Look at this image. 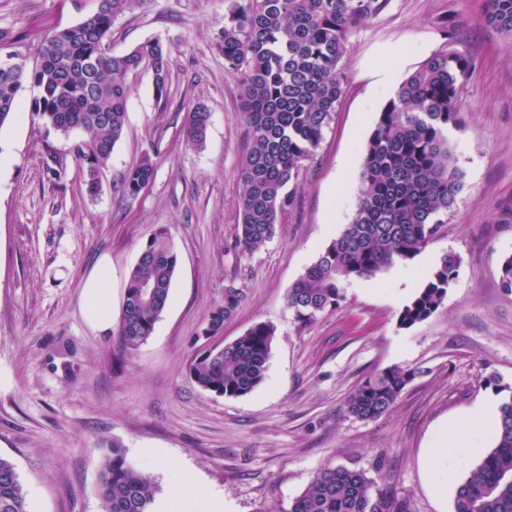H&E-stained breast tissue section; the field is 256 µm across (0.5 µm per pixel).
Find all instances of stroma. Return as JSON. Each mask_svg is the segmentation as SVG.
<instances>
[{
	"label": "stroma",
	"instance_id": "stroma-1",
	"mask_svg": "<svg viewBox=\"0 0 512 512\" xmlns=\"http://www.w3.org/2000/svg\"><path fill=\"white\" fill-rule=\"evenodd\" d=\"M484 5L390 0L352 31L344 93L299 177L296 204L251 253L236 242L247 150L239 88L213 47L228 0H148L116 20L113 53L149 38L168 48L173 93L160 101L150 72L131 76L124 133L96 198L83 189L71 139L35 118L37 89L20 90L0 126V457L15 467L27 512H102L100 473L115 445L154 476L161 499L173 472L197 480L230 512H287L320 469L344 465L369 471L406 512H452V496L429 489L428 450L447 422L502 402L487 377L512 388V292L500 286L501 263L512 256V38L484 21ZM94 6L0 0V30L12 34L11 52L30 61L45 33ZM447 44L473 62L461 95L464 124L448 132L464 182L447 224L409 261L407 277L350 279L336 308L301 322L289 288L355 216L365 145L389 98L375 70L398 54L413 71ZM198 106L210 120L196 149L181 127ZM147 153L154 178L127 196L123 177ZM159 228L178 266L152 335L131 351L118 334L86 325L80 282L110 254L112 310L121 316L128 275ZM450 251L462 262L443 304L400 327L405 303ZM229 285L245 299L218 342L258 322L276 330L264 383L238 398L204 391L187 375ZM394 366L418 374L392 409L375 420L348 414L350 393ZM157 453L167 469L156 466Z\"/></svg>",
	"mask_w": 512,
	"mask_h": 512
}]
</instances>
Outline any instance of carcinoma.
<instances>
[{
    "mask_svg": "<svg viewBox=\"0 0 512 512\" xmlns=\"http://www.w3.org/2000/svg\"><path fill=\"white\" fill-rule=\"evenodd\" d=\"M147 0H95L73 26L53 30L40 42L33 66L17 59L15 80L0 70V126L29 83L38 90L35 115L68 137L74 157L87 165L85 193L98 196V172L108 163L126 124L129 76L153 68L156 97L168 100V50L158 39L129 52L109 51L112 26ZM389 0H232L215 37L224 71L238 84L239 112L248 148L239 170L241 192L237 244L251 252L272 240L281 215L294 204L303 162L316 154L343 94L342 60L352 30L380 15ZM484 20L512 36V0H486ZM472 64L443 47L406 76L383 106L364 151L358 208L351 224L332 241L288 291V303L311 322L343 297L349 279L374 277L395 262L418 256L447 223L463 186V173L448 143V129L461 123L460 93ZM209 113H187L185 143L204 146ZM149 154L127 171L123 192L137 196L152 181ZM178 255L164 229L156 230L131 270L118 335L134 350L153 333L166 308ZM460 258L448 252L401 310L409 328L443 304ZM244 300L242 289L224 288V303L208 315L204 331L218 334ZM275 328L265 322L222 346L205 349L189 362L190 378L218 396L240 397L265 380ZM412 368L389 367L367 377L345 402L352 416L372 420L387 414L416 377ZM364 469L319 470L288 512H402L404 505L375 490ZM102 512H153V477L131 466L112 448L101 478ZM0 512H27L14 466L0 457ZM453 512H512V395L499 406L496 442L458 486Z\"/></svg>",
    "mask_w": 512,
    "mask_h": 512,
    "instance_id": "cac0c4a2",
    "label": "carcinoma"
}]
</instances>
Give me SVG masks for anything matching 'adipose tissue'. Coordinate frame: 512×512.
Masks as SVG:
<instances>
[{
    "label": "adipose tissue",
    "mask_w": 512,
    "mask_h": 512,
    "mask_svg": "<svg viewBox=\"0 0 512 512\" xmlns=\"http://www.w3.org/2000/svg\"><path fill=\"white\" fill-rule=\"evenodd\" d=\"M112 258L104 255L82 281V314L87 326L98 335L111 333L112 318ZM497 412L492 404H483L471 416L460 418L451 424L452 440H440L430 450L433 467V487L438 494H445L454 473L448 463L455 457L478 449L486 433L494 431ZM171 485L159 512H183L186 505H193L194 512H223L224 504L210 492L201 489L196 482L174 474Z\"/></svg>",
    "instance_id": "ef3b65f1"
}]
</instances>
